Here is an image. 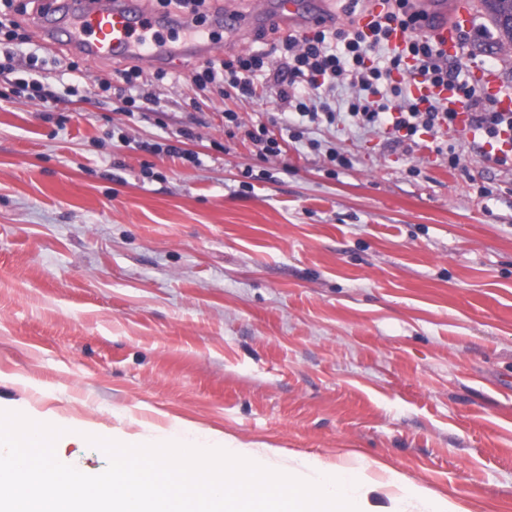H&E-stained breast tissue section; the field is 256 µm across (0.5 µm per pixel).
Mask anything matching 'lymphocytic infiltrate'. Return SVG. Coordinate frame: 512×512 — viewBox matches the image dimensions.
<instances>
[{"mask_svg": "<svg viewBox=\"0 0 512 512\" xmlns=\"http://www.w3.org/2000/svg\"><path fill=\"white\" fill-rule=\"evenodd\" d=\"M422 20L410 0H385L370 32L355 27L330 34L318 30L310 36H291L279 47L280 66H273L268 54H244L207 61L193 81L202 87L219 82L247 97L253 93L257 76L270 77L279 85L280 96L293 103L300 117L329 125L335 124L336 111L327 104L310 105L309 100L321 91L346 87L352 91L348 115L356 124L391 129L398 142L411 147L418 145L421 136H429V150L446 157L449 167L454 168L460 155L448 144L446 135L456 115L441 100L414 97L405 76L407 66H415L426 83H451L470 107V121L485 143L496 144L502 133H512V112L496 111L491 100L481 98L474 87L460 80L458 71L449 68L436 44L422 33ZM397 29L407 35L404 48L393 50L387 67L375 65L372 52L389 42Z\"/></svg>", "mask_w": 512, "mask_h": 512, "instance_id": "f902f5d3", "label": "lymphocytic infiltrate"}]
</instances>
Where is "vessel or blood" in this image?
I'll list each match as a JSON object with an SVG mask.
<instances>
[{"label":"vessel or blood","instance_id":"b4317fda","mask_svg":"<svg viewBox=\"0 0 512 512\" xmlns=\"http://www.w3.org/2000/svg\"><path fill=\"white\" fill-rule=\"evenodd\" d=\"M431 10L439 15L441 7L435 2ZM307 13L308 9L301 0H277L276 17L279 20L302 24L308 20ZM472 18L470 8L463 6L453 18L439 15L438 21L428 28V35L448 59L461 58L458 33L470 26ZM34 27L42 38L52 42L65 40L79 54L135 59L151 67L161 66L168 55L178 51L208 56L215 52L205 35L183 17L148 9L143 0H65V8L61 11L56 10L52 0H47ZM168 27L185 32L186 37L181 44L174 45L153 37V29ZM406 77L415 97L447 102L449 110L457 114V129L470 131L467 109L455 89L423 83L412 70L407 71ZM472 78L486 95L496 98L499 111L512 112V96L500 95V78L496 71L476 66L472 69Z\"/></svg>","mask_w":512,"mask_h":512}]
</instances>
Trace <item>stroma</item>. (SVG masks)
I'll use <instances>...</instances> for the list:
<instances>
[{"instance_id":"stroma-1","label":"stroma","mask_w":512,"mask_h":512,"mask_svg":"<svg viewBox=\"0 0 512 512\" xmlns=\"http://www.w3.org/2000/svg\"><path fill=\"white\" fill-rule=\"evenodd\" d=\"M41 7L0 0V399L132 434L178 418L512 512V173L468 135L452 169L357 127L344 87L335 125L261 158L224 112L277 136L288 103L261 77L250 98L198 95L199 62L178 55L162 83L143 69L155 119L110 91L60 101L132 64L42 40ZM251 8L200 16L219 58L280 38L214 17ZM459 40L463 74L512 89L482 10ZM330 147L352 168L332 171Z\"/></svg>"}]
</instances>
